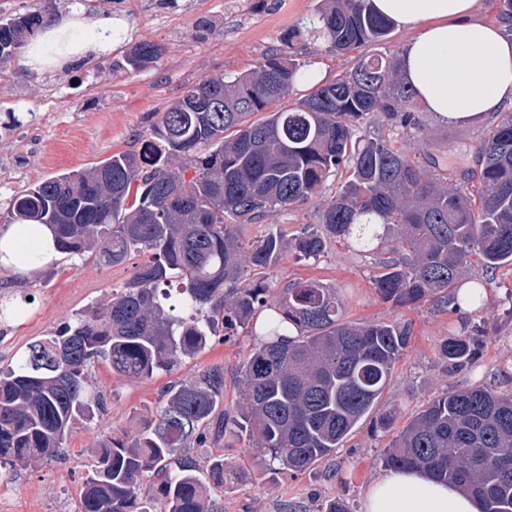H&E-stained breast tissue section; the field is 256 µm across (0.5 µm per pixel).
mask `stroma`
<instances>
[{
  "mask_svg": "<svg viewBox=\"0 0 512 512\" xmlns=\"http://www.w3.org/2000/svg\"><path fill=\"white\" fill-rule=\"evenodd\" d=\"M317 0H88L94 13L123 20L125 35L111 54L54 74L20 67L17 61L0 68V226L7 224L13 196L41 180L73 170H84L112 155L141 151L162 112L186 87L216 74L234 75L253 70L262 58L282 49L289 28L304 26ZM159 45L156 63L138 71L125 68V56L139 42ZM299 59L318 66L324 82L352 68L356 53L324 51L311 36L298 41ZM419 118L425 131L406 135L401 127L373 119L357 132L389 140L425 161L436 156L442 174L459 186L477 169L479 152L490 122L472 125L446 123L427 112ZM331 176L323 192L305 203L280 210L258 224L238 228L247 244L276 230L293 236L320 226V214L346 179ZM138 253L126 263L105 266L87 256L63 255L61 260L22 280L0 270V284L16 283L24 297L12 320L0 321V369L13 365L30 343L52 335L81 312L122 288L136 266L149 260ZM378 254L357 251L346 241L327 247L318 260L298 259L288 253L270 270L274 285L316 278L339 286L349 319L411 321L413 335L396 363L379 407L404 424L443 389L488 386L512 393V267L486 271L472 260L461 273L463 284L481 281L487 307L463 315L432 304L409 310L382 302L372 278ZM485 330L484 348L475 360L449 365L440 344L472 327ZM256 345L247 334L212 345L185 361L173 375L157 374L143 380L116 378L98 365L90 376L107 401V422L114 429L136 431L142 419L154 414L170 378L187 379L207 365L224 367V404L240 400L238 376L244 359ZM100 434L97 421H80L67 439L62 455L38 467L0 469V512H76L82 479L93 459L90 450ZM392 433L360 423L343 447L315 468L296 476L270 474L255 451L224 439L216 446L197 449L206 457L220 454L227 466L248 472L224 494V512H317L333 499L343 500L348 512H361L364 492L383 471L381 454Z\"/></svg>",
  "mask_w": 512,
  "mask_h": 512,
  "instance_id": "stroma-1",
  "label": "stroma"
}]
</instances>
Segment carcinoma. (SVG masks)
<instances>
[{
	"instance_id": "1",
	"label": "carcinoma",
	"mask_w": 512,
	"mask_h": 512,
	"mask_svg": "<svg viewBox=\"0 0 512 512\" xmlns=\"http://www.w3.org/2000/svg\"><path fill=\"white\" fill-rule=\"evenodd\" d=\"M324 50L381 45L394 23L370 0H318L310 19ZM44 24L40 12L0 20V64ZM246 74L205 77L161 113L140 153L125 152L88 170L51 176L17 194L9 218L46 224L65 254H91L116 266L134 253L136 267L112 298L55 334L29 344L0 369V467H36L56 456L82 418L106 412L89 383L102 364L117 378L170 373L185 358L251 328L258 347L241 369V401L222 410L224 366L209 365L163 391L155 418L130 434L109 430L91 449L78 512H224V455L198 460L229 433L247 438L276 473L302 474L336 452L377 412L395 364L413 335L409 321H349L339 291L320 280L277 290L269 270L281 255L317 259L333 240L363 252L390 243L372 284L380 300L446 309L462 268L478 257L491 270L512 266V113L489 130L472 190L435 177L387 140L355 139L370 117L424 133L419 104L404 82L401 52L365 54L353 67L292 106L278 108L302 77L295 43ZM161 47L144 41L126 55L140 70ZM264 112L262 119L250 116ZM182 156L193 171L170 167ZM348 180L321 213V229L289 239L269 233L251 245L237 235L279 209L321 192L340 166ZM180 278V307H165ZM479 334L441 343L450 364L475 358ZM382 463L416 469L458 486L480 512H512V394L488 387L444 390L393 436Z\"/></svg>"
}]
</instances>
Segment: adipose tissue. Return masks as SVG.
Segmentation results:
<instances>
[{"label": "adipose tissue", "instance_id": "obj_1", "mask_svg": "<svg viewBox=\"0 0 512 512\" xmlns=\"http://www.w3.org/2000/svg\"><path fill=\"white\" fill-rule=\"evenodd\" d=\"M477 0H372L396 25L420 27L403 49L402 72L425 111L446 122L474 124L512 106V38L472 21ZM124 36L119 19L90 14L82 0L46 25L19 65L53 70L88 55L111 53ZM51 229L12 224L0 229V267L20 277L56 261ZM364 512H479L457 487L413 470H388L368 486Z\"/></svg>", "mask_w": 512, "mask_h": 512}]
</instances>
